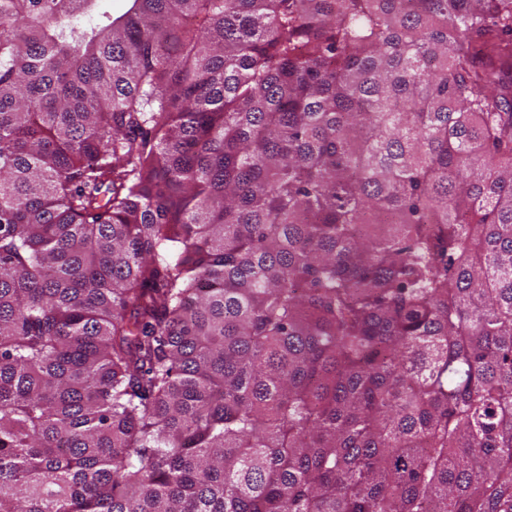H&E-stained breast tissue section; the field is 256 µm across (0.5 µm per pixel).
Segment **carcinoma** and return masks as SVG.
I'll list each match as a JSON object with an SVG mask.
<instances>
[{
    "instance_id": "obj_1",
    "label": "carcinoma",
    "mask_w": 512,
    "mask_h": 512,
    "mask_svg": "<svg viewBox=\"0 0 512 512\" xmlns=\"http://www.w3.org/2000/svg\"><path fill=\"white\" fill-rule=\"evenodd\" d=\"M0 0V512H512V0Z\"/></svg>"
}]
</instances>
